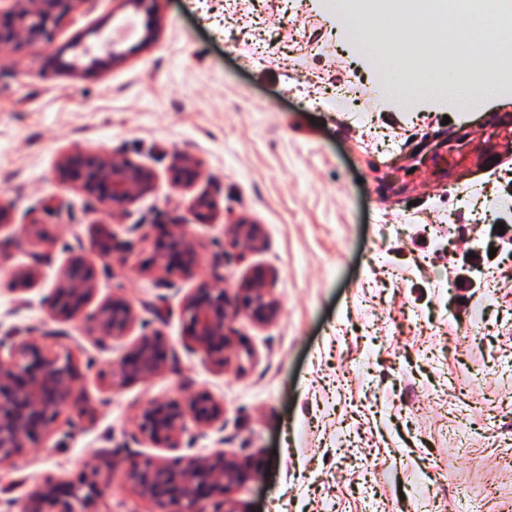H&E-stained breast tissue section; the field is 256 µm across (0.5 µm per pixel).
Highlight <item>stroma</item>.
<instances>
[{
	"label": "stroma",
	"mask_w": 512,
	"mask_h": 512,
	"mask_svg": "<svg viewBox=\"0 0 512 512\" xmlns=\"http://www.w3.org/2000/svg\"><path fill=\"white\" fill-rule=\"evenodd\" d=\"M123 60L85 56L127 19ZM149 45H142L145 35ZM321 41L298 53L296 40ZM376 65L321 0H79L51 40L0 55V337L70 353L73 395L39 444L0 466V497L21 512L51 476L78 482L95 452L96 512H153L125 478L128 458L170 457L139 431L151 401L206 390L224 424L190 431L185 454L250 462L229 496L238 512H512V90L464 111L380 97L337 111V84L374 92ZM71 149L150 167L152 193L119 214L56 168ZM202 163L217 205L198 223L171 183L173 156ZM259 225L245 256L234 224ZM120 243L92 248L95 225ZM182 227L199 261L165 273L154 244ZM48 253L35 286L17 273ZM98 298L120 295L158 328L176 366L112 384L122 340L99 345L85 316L43 301L70 254ZM271 273L277 318L233 317L231 364L216 371L186 340L182 303L200 283L236 295L251 268ZM169 315L156 322L154 307ZM91 407L94 423H80Z\"/></svg>",
	"instance_id": "obj_1"
}]
</instances>
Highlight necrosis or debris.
I'll use <instances>...</instances> for the list:
<instances>
[{
	"label": "necrosis or debris",
	"instance_id": "4bbe7bcc",
	"mask_svg": "<svg viewBox=\"0 0 512 512\" xmlns=\"http://www.w3.org/2000/svg\"><path fill=\"white\" fill-rule=\"evenodd\" d=\"M345 19L362 52L373 58L383 85L412 96L423 91L457 96L460 89L478 94L492 79L512 78V57L499 54L496 36L484 40L493 59V76L477 75L468 53L455 44L437 50L431 32L444 24H465L493 11L512 16V0H327ZM368 18L377 35L367 40L360 20Z\"/></svg>",
	"mask_w": 512,
	"mask_h": 512
}]
</instances>
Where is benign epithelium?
<instances>
[{
    "label": "benign epithelium",
    "mask_w": 512,
    "mask_h": 512,
    "mask_svg": "<svg viewBox=\"0 0 512 512\" xmlns=\"http://www.w3.org/2000/svg\"><path fill=\"white\" fill-rule=\"evenodd\" d=\"M11 7L0 21V53L18 40L38 42L49 35L78 0H10ZM120 40H107L102 55L92 62L109 67L123 59L117 50ZM201 162L193 156L175 155L171 167L174 186L193 190L201 179ZM58 176L64 182L76 180L81 189L114 209H124L150 193L156 175L152 169L107 154L70 150L62 154ZM191 208L200 218L212 216L216 204L206 193L192 197ZM235 240L253 246L259 241L257 224L234 225ZM93 245L103 258L118 249L112 233L98 227ZM163 268L170 272L190 271L197 264V251L187 233L170 234L157 245ZM270 277L263 269L253 270L231 305L226 291L207 283L186 296L182 314L187 322V340L205 351L218 369L228 364L226 352L234 344L228 327L230 317L243 312L257 323L271 322L278 313L269 291ZM96 294V285L80 256L70 257L56 288L44 304L55 317L72 319L81 314ZM138 325L132 303L114 295L101 301L92 315V332L100 341H121ZM9 347V359L0 358V464L8 463L26 441H37L46 433L54 417L72 395L74 363L30 339L0 342V351ZM166 364L160 332L142 326L126 355L112 371V385L145 379ZM224 420V404L210 393L200 391L179 400L153 401L145 407L139 424L149 441L164 448H180L189 432L209 429ZM250 464L219 449L208 457L181 455L170 459L134 457L126 478L139 495L157 506L156 512H200V503L220 490L227 494L247 476ZM98 496L92 483L62 484L48 477L28 495L24 512H93Z\"/></svg>",
    "instance_id": "7a95c632"
}]
</instances>
